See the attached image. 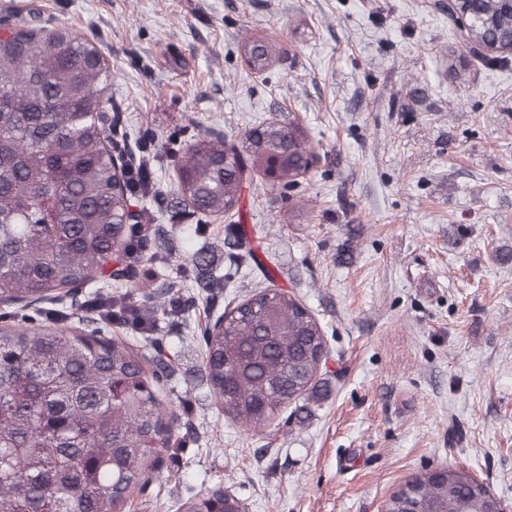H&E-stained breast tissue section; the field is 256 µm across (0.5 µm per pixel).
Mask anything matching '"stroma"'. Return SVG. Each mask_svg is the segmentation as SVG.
I'll return each instance as SVG.
<instances>
[{
  "label": "stroma",
  "mask_w": 512,
  "mask_h": 512,
  "mask_svg": "<svg viewBox=\"0 0 512 512\" xmlns=\"http://www.w3.org/2000/svg\"><path fill=\"white\" fill-rule=\"evenodd\" d=\"M21 16L103 53L114 139L152 168L136 203L168 232L169 251L131 271L154 324L136 343L173 363L177 447L129 512H181L217 488L248 512H382L437 466L512 502V53H474L448 0H0V25ZM249 38L274 43L264 74L237 51ZM265 119L296 121L314 148L297 186L254 176L236 218L178 202L192 141ZM269 284L321 323L330 375L307 419L250 428L217 403L202 335ZM94 294L0 305V328L60 310L84 333L127 335L87 309Z\"/></svg>",
  "instance_id": "stroma-1"
}]
</instances>
